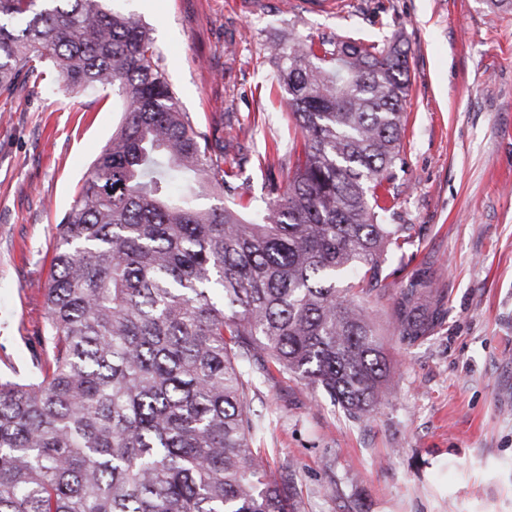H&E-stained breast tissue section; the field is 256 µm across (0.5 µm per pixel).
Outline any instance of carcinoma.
Wrapping results in <instances>:
<instances>
[{"label":"carcinoma","instance_id":"cac0c4a2","mask_svg":"<svg viewBox=\"0 0 512 512\" xmlns=\"http://www.w3.org/2000/svg\"><path fill=\"white\" fill-rule=\"evenodd\" d=\"M271 55L304 147L247 214L232 203L244 165L224 169L220 129L180 108L136 14L0 0V95L48 66L123 112L56 225L49 363L0 380V512H294L290 479L254 447L255 381L274 368L358 421L385 396L391 358L355 293L387 288L411 243L379 194L402 152L407 52L285 32ZM395 288L392 335L424 342L435 271Z\"/></svg>","mask_w":512,"mask_h":512}]
</instances>
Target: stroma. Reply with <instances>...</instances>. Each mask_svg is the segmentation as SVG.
Masks as SVG:
<instances>
[{
	"instance_id": "35a3bbf8",
	"label": "stroma",
	"mask_w": 512,
	"mask_h": 512,
	"mask_svg": "<svg viewBox=\"0 0 512 512\" xmlns=\"http://www.w3.org/2000/svg\"><path fill=\"white\" fill-rule=\"evenodd\" d=\"M150 27L160 64L259 199L273 151L302 136L269 53L281 29L396 41L410 77L394 221L412 242L391 274L432 267L444 318L430 340L383 341L391 388L356 421L272 374L251 395L259 447L298 512H512V12L482 0H114ZM122 115L111 97L42 85L0 96V377L32 381L48 350L43 288L55 227Z\"/></svg>"
}]
</instances>
